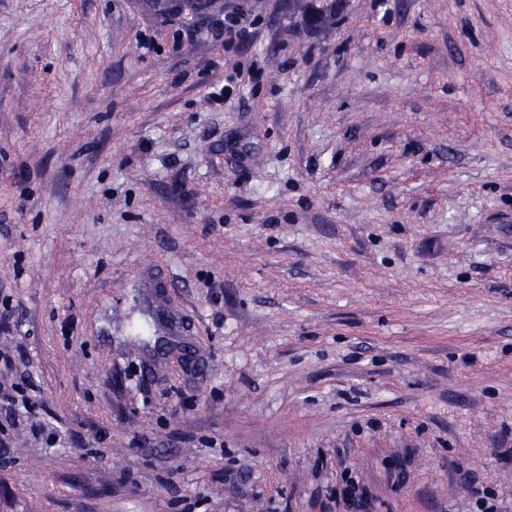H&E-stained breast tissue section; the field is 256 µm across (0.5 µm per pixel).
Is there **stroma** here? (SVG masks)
Here are the masks:
<instances>
[{
    "label": "stroma",
    "mask_w": 512,
    "mask_h": 512,
    "mask_svg": "<svg viewBox=\"0 0 512 512\" xmlns=\"http://www.w3.org/2000/svg\"><path fill=\"white\" fill-rule=\"evenodd\" d=\"M305 22L0 0V512H512V0ZM215 25L219 31H222L224 27V37L229 38V41L234 39L245 41L250 36L251 31L249 27L252 25V22L247 24V21L237 14H225L224 19H218Z\"/></svg>",
    "instance_id": "stroma-1"
}]
</instances>
